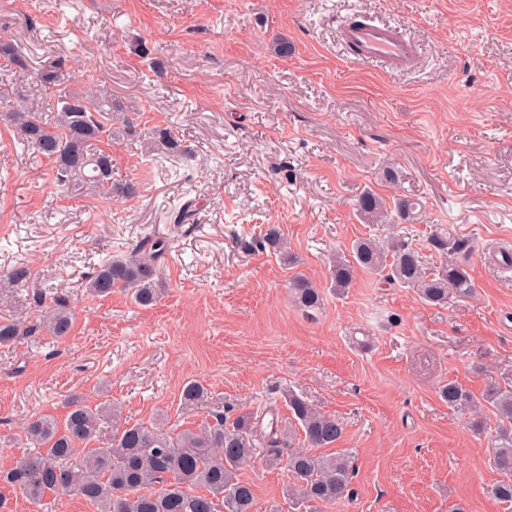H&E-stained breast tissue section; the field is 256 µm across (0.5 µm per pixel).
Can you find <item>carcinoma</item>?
Returning a JSON list of instances; mask_svg holds the SVG:
<instances>
[{
  "label": "carcinoma",
  "instance_id": "1",
  "mask_svg": "<svg viewBox=\"0 0 512 512\" xmlns=\"http://www.w3.org/2000/svg\"><path fill=\"white\" fill-rule=\"evenodd\" d=\"M1 62L18 72L27 89L0 85V105L17 98L21 101L20 107L1 111L0 121L14 128L20 144L51 164L55 183L98 195L137 194L136 184L112 181L110 141L136 134L138 110L107 90L89 94L76 89L70 83L67 59L34 67L14 42L0 39ZM156 133L146 147V157L153 151H182L170 129L159 128ZM356 206L365 223L390 224L394 215L401 223L412 222L418 203L402 195L387 200L367 189ZM427 247L438 255L439 265L426 266L420 253L400 238H359L352 242L349 257H336L332 288L336 295H344L362 270L388 285L411 288L433 305L473 295L472 240L450 224H432ZM251 248L268 249L289 266L296 263L277 224L268 225ZM166 251L164 240L146 234L129 253L98 266L87 277L86 288L96 297L123 292L137 305L149 307L159 297L157 261ZM31 279L26 266H13L0 274V281L16 288L29 285ZM48 290L46 285L32 290L31 305L40 309L37 319L0 320V345H14L25 336L45 332L55 338L68 335L72 326L68 304L58 296L53 305L45 306ZM290 291L307 313L321 309L322 293L304 276L293 277ZM440 395L452 409H475L483 401L494 409L490 461L508 476L496 486L495 494L512 501V388L494 386L479 400L450 383L441 388ZM284 398L291 420L283 425L274 417L263 422L266 409L242 413L230 423L223 411L207 410L197 428L176 431L131 424L123 420L117 405L93 407L73 395L66 400L63 422L41 416L26 425L24 433L31 447L15 466L0 470V483L21 491L34 503L48 493L75 491L98 512H252L254 486L239 478V470L261 451L269 467L283 464L291 473L294 482L283 490L288 503L319 512V506L350 494L349 456L324 452L342 438L344 426L301 396L289 392ZM207 399L202 384L185 383L183 408L206 410Z\"/></svg>",
  "mask_w": 512,
  "mask_h": 512
}]
</instances>
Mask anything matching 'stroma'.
Instances as JSON below:
<instances>
[{
  "instance_id": "35a3bbf8",
  "label": "stroma",
  "mask_w": 512,
  "mask_h": 512,
  "mask_svg": "<svg viewBox=\"0 0 512 512\" xmlns=\"http://www.w3.org/2000/svg\"><path fill=\"white\" fill-rule=\"evenodd\" d=\"M353 13L402 25L415 65L350 64L338 35ZM0 36L35 66L72 59L76 88L141 110L136 138L112 144L130 198L58 187L0 122V272L28 266L74 314L64 338L0 346V469L22 457L27 422L62 419L74 394L120 404L133 424L196 427L181 405L195 380L228 415H287L290 391L343 422L352 493L323 512H512L494 494L489 430L440 397L451 382L477 396L512 386V277L497 267L512 243V0H0ZM158 127L193 160L146 162ZM368 188L416 199L414 223H363ZM189 200L197 224H171ZM269 224L296 268L249 249ZM433 224L474 240L473 296L433 306L364 272L330 291L332 254L358 237L400 235L435 263ZM147 229L169 245L157 304L89 295L87 276ZM297 273L323 293L315 314L290 293ZM240 476L253 512H295L287 468L259 454ZM46 500L0 487V512H97L74 494Z\"/></svg>"
}]
</instances>
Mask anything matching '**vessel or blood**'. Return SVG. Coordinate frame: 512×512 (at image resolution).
Instances as JSON below:
<instances>
[{"instance_id":"vessel-or-blood-1","label":"vessel or blood","mask_w":512,"mask_h":512,"mask_svg":"<svg viewBox=\"0 0 512 512\" xmlns=\"http://www.w3.org/2000/svg\"><path fill=\"white\" fill-rule=\"evenodd\" d=\"M343 45L354 48L358 64H377L390 73H401L412 67L418 46L406 38L399 26L363 19L343 27Z\"/></svg>"}]
</instances>
